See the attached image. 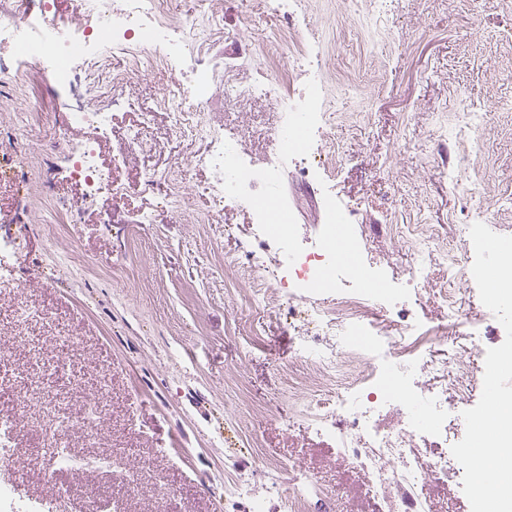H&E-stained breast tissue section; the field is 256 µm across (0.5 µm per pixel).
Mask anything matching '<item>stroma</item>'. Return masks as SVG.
<instances>
[{
	"mask_svg": "<svg viewBox=\"0 0 512 512\" xmlns=\"http://www.w3.org/2000/svg\"><path fill=\"white\" fill-rule=\"evenodd\" d=\"M290 23L271 21L262 7H224L229 40L212 52L238 65L237 78L265 75L292 94L306 77L288 67L289 30H296L321 62L323 128L341 159L329 173L337 200L360 204L366 236L360 254L376 263L388 289L403 287L415 262L414 225H431L447 243L433 261L426 292L410 305L412 319L428 325L446 314L436 295L461 248L456 226L462 199L453 170L462 156L482 163L473 180L492 217L493 232L512 236V7L500 0H386L383 13L358 0H305ZM164 78L102 85L103 101L129 99L112 113V134L101 160L120 188L84 206V189L51 167L42 199L47 229L21 240L22 287L0 284V346L11 361L0 383L27 391L26 418L17 426L19 468L10 474L19 498L61 501L64 512H89L110 499L121 512H158L160 490L173 489L167 512H249L246 497L224 485L252 472L300 470L333 490L336 512H380L372 477L356 468L335 442L315 437L281 392L299 349L303 310H271L241 301L243 279L226 271L249 246L252 216L228 206L220 224H188L162 199L142 192L145 169L166 173L189 161L183 196L192 212L211 207L202 188L209 179L195 166L205 144L179 138L158 100ZM487 113L479 139L462 126V106ZM71 99L36 81L24 97L0 87V108L18 112L13 138L33 143L58 135V116ZM211 124L255 165L272 148L281 113L270 98L208 106ZM138 132L145 149L128 152ZM300 176L289 177L280 197L293 210L297 232L311 239L325 222L322 200L309 196ZM83 211L68 224L57 201ZM152 210L153 222L138 217ZM101 428L90 437L80 424L88 404ZM71 423L65 442L80 465L56 470L33 448L32 426L48 413ZM183 449L187 466L169 465ZM95 459L92 467L84 459ZM137 479L135 489L114 480L112 461ZM431 512H471L461 484L426 476L420 488Z\"/></svg>",
	"mask_w": 512,
	"mask_h": 512,
	"instance_id": "1",
	"label": "stroma"
}]
</instances>
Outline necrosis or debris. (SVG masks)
Masks as SVG:
<instances>
[{"instance_id":"1","label":"necrosis or debris","mask_w":512,"mask_h":512,"mask_svg":"<svg viewBox=\"0 0 512 512\" xmlns=\"http://www.w3.org/2000/svg\"><path fill=\"white\" fill-rule=\"evenodd\" d=\"M162 2L86 0L84 12L62 25L52 14L51 0H0V80L19 93L35 75L50 88L68 87L77 105L64 112V126H88L98 134L93 141L61 136L46 148L27 144L1 152L0 172L26 169L30 184L41 186L38 161L51 152L63 156L68 176L83 183L87 203L103 194H119L111 168L100 161V142L112 132V112L97 101L99 74L107 72L110 83L120 85L171 73L158 105L170 112L176 135L206 143L195 162L210 174L206 192L215 209L190 213L180 194L186 173L182 160L166 174L146 171L144 194L165 198L189 224L217 223L220 207L228 201L251 210L250 244L238 273L247 276L253 292L262 294L269 307L292 310L305 305L315 324L314 332L301 337L299 356L288 367L289 401L308 414L313 432L334 441L352 464L372 474L384 512H429L419 492L424 473L452 482L460 470L448 454L421 466L415 450L430 440L454 444L462 439L461 424L448 415V396L467 399L478 382L486 351L477 327L464 326L462 304L451 288L439 291L448 307L447 322L423 325L400 312L377 318L382 297L371 266L347 262L336 249V227L351 223L357 207L325 195L328 227L306 243L297 235L286 204L257 202L256 187L281 182L308 154L336 158L332 139L316 136L315 106L322 93L318 59L308 54L288 59L291 68L313 76L307 99L277 97L269 79L238 82L235 66L218 65L207 44L197 41L191 17L163 16ZM116 53L125 58L119 69L112 66ZM256 95L277 97L282 110L274 150L259 169L242 159L236 143L225 139L223 129L212 125L205 112L214 99ZM453 178L470 201L468 222L458 232L463 257L457 265L460 278L468 280L474 262L470 226L485 215L471 197L465 170H457ZM23 228L43 230L41 216L23 214L0 225V278L13 280L21 274L14 257ZM446 338L471 355L469 365L452 366L432 357V345ZM419 372L436 379L435 388L419 387ZM389 411L401 416V428L381 424V415ZM282 496L285 512H326L332 492L313 476L299 473Z\"/></svg>"}]
</instances>
